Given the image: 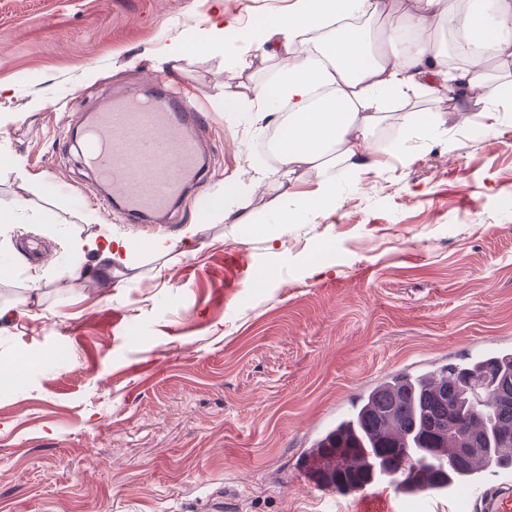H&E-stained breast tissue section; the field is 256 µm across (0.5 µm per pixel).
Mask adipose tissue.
<instances>
[{"mask_svg":"<svg viewBox=\"0 0 512 512\" xmlns=\"http://www.w3.org/2000/svg\"><path fill=\"white\" fill-rule=\"evenodd\" d=\"M378 16L385 17L390 37L372 48L352 21ZM440 19L480 48L456 77L459 99L485 88L494 97L512 100V85L490 87L484 80L486 61L512 57V0H402L395 10L386 0H294L287 14L260 24L251 48L275 57L280 74L272 82L225 92L224 109L235 112L251 101L263 119L276 114L278 104L288 106L287 119L278 123L276 146L281 191L272 200L280 227L294 223L302 209L335 213L336 170L356 173L374 165L371 133L385 117L386 101L435 89L447 79L446 48L435 43L431 32ZM402 31L411 33L410 44H401ZM308 41L321 42V49L296 54L297 44ZM320 86L329 87V102L317 108L313 97ZM301 168L317 169L320 191L298 201L290 183ZM264 178L263 170L250 169L245 178L214 195L213 209L222 212L225 223H254V216L235 200L260 188Z\"/></svg>","mask_w":512,"mask_h":512,"instance_id":"1","label":"adipose tissue"}]
</instances>
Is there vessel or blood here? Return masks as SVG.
I'll use <instances>...</instances> for the list:
<instances>
[{
    "label": "vessel or blood",
    "instance_id": "b4317fda",
    "mask_svg": "<svg viewBox=\"0 0 512 512\" xmlns=\"http://www.w3.org/2000/svg\"><path fill=\"white\" fill-rule=\"evenodd\" d=\"M204 123L196 103L162 91L115 102L85 127V156L115 202L134 215L161 214L207 170L197 145ZM467 483L414 489V497L451 500L455 512H512V486L490 484L484 465Z\"/></svg>",
    "mask_w": 512,
    "mask_h": 512
}]
</instances>
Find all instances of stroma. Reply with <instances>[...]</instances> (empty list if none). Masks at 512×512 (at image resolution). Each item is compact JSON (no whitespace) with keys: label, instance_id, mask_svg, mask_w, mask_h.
I'll return each mask as SVG.
<instances>
[{"label":"stroma","instance_id":"35a3bbf8","mask_svg":"<svg viewBox=\"0 0 512 512\" xmlns=\"http://www.w3.org/2000/svg\"><path fill=\"white\" fill-rule=\"evenodd\" d=\"M293 0H0V512H323L301 469L316 438L387 375L512 351V104L459 128L447 88L389 101L376 163L337 174L335 215L300 211L268 243L211 214L242 170L268 174L241 205L273 226L278 161L252 108L224 92L275 78L258 20ZM231 27L221 51L170 41ZM198 94L206 182L157 228L96 200L76 115L155 81ZM407 112L442 113L424 136ZM199 225L160 254L149 244ZM121 236L128 265L91 274L76 243ZM41 290L29 306L30 288Z\"/></svg>","mask_w":512,"mask_h":512}]
</instances>
